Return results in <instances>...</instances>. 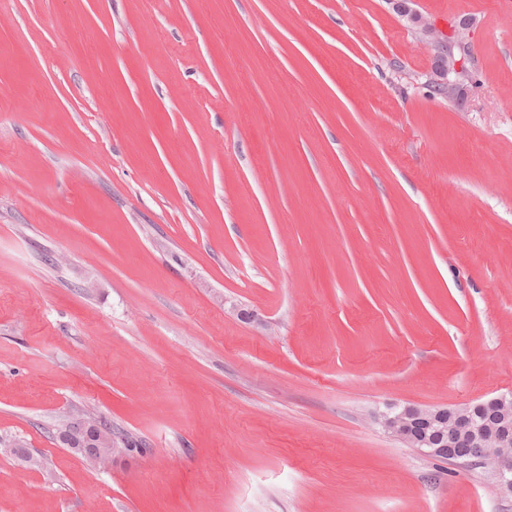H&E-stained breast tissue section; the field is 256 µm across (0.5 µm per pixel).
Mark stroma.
<instances>
[{
	"mask_svg": "<svg viewBox=\"0 0 512 512\" xmlns=\"http://www.w3.org/2000/svg\"><path fill=\"white\" fill-rule=\"evenodd\" d=\"M415 8L459 102L390 0H0V512H512L373 420L512 391V7ZM396 9L403 15L408 17L413 23L417 24L426 42L430 44L436 51V65L442 66L449 72H461L466 69L473 72L475 67L472 61L465 65L463 59L458 58L456 47L459 44L469 43L471 41V24L467 21L460 22L459 19H450L448 21V31L439 30L430 21H425L420 14L412 9L411 4L414 0H392ZM460 52L470 58L472 56L469 44L461 45ZM61 438L72 441L70 449L95 470H108L117 455L126 448H118L117 439L91 411L81 410L70 417Z\"/></svg>",
	"mask_w": 512,
	"mask_h": 512,
	"instance_id": "obj_1",
	"label": "stroma"
}]
</instances>
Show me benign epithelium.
Instances as JSON below:
<instances>
[{"mask_svg":"<svg viewBox=\"0 0 512 512\" xmlns=\"http://www.w3.org/2000/svg\"><path fill=\"white\" fill-rule=\"evenodd\" d=\"M396 9L417 24L426 42L436 51V64L449 72L474 71L473 64L458 58L456 47L471 41V24L454 18L442 31L412 9L414 0H393ZM389 434L437 460L460 461L457 448L474 449L478 462L493 468L498 489L512 496V393L473 401L452 408L406 405L376 415ZM61 437L72 441L70 449L95 470H108L123 452L117 439L91 411L72 415ZM21 466L34 468L39 461L21 440L0 450Z\"/></svg>","mask_w":512,"mask_h":512,"instance_id":"1","label":"benign epithelium"}]
</instances>
